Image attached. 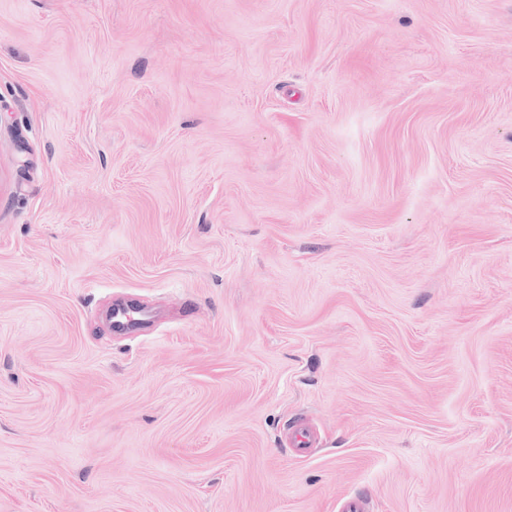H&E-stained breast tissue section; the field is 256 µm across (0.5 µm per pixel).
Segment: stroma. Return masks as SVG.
Wrapping results in <instances>:
<instances>
[{
    "mask_svg": "<svg viewBox=\"0 0 512 512\" xmlns=\"http://www.w3.org/2000/svg\"><path fill=\"white\" fill-rule=\"evenodd\" d=\"M354 498L512 512V0H0V512Z\"/></svg>",
    "mask_w": 512,
    "mask_h": 512,
    "instance_id": "1",
    "label": "stroma"
}]
</instances>
